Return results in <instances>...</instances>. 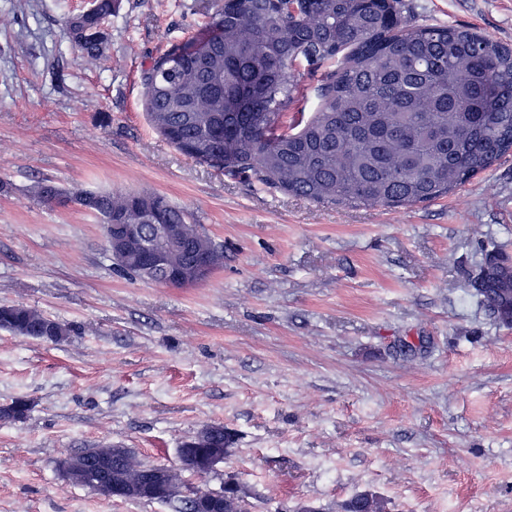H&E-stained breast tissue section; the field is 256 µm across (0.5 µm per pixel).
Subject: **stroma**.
<instances>
[{"label": "stroma", "instance_id": "35a3bbf8", "mask_svg": "<svg viewBox=\"0 0 512 512\" xmlns=\"http://www.w3.org/2000/svg\"><path fill=\"white\" fill-rule=\"evenodd\" d=\"M416 23L512 47V0H404ZM223 0H121L100 59L72 49L86 0H0V304L70 327L61 343L0 330V512H175L65 479L95 445L172 467L205 425L229 454L185 487L235 474L251 512H512V326L470 296L512 253V152L412 207L317 204L179 153L150 126L141 73L204 39ZM110 123H103V116ZM166 195L224 264L170 288L112 268L104 226L45 207L43 180ZM337 512H385L386 504L378 496L370 492L355 495L336 505Z\"/></svg>", "mask_w": 512, "mask_h": 512}]
</instances>
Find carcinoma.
<instances>
[{
    "mask_svg": "<svg viewBox=\"0 0 512 512\" xmlns=\"http://www.w3.org/2000/svg\"><path fill=\"white\" fill-rule=\"evenodd\" d=\"M119 10L95 0L67 20L72 46L94 60L105 44L83 36ZM203 40L174 44L143 72V110L152 128L196 161L243 174L316 203L413 206L448 196L512 151V48L469 29L413 23L402 0H235L216 11ZM321 72L317 108L304 119L306 89L291 68ZM114 224H175L185 247L168 250L185 269L218 251L200 225L158 193L64 189L40 182L47 207L71 195ZM494 318L512 324V274L471 285ZM68 336L70 328L23 305L0 306V329ZM141 462L116 464L129 482ZM239 484L224 489V512H244ZM336 512H386L364 492Z\"/></svg>",
    "mask_w": 512,
    "mask_h": 512,
    "instance_id": "obj_1",
    "label": "carcinoma"
}]
</instances>
